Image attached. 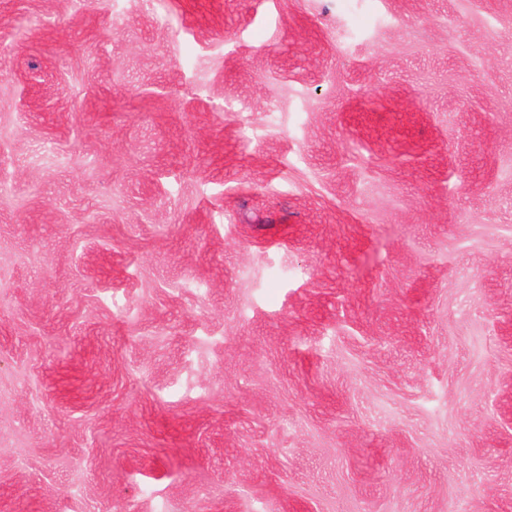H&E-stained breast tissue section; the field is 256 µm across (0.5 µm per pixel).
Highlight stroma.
Here are the masks:
<instances>
[{"instance_id":"stroma-1","label":"stroma","mask_w":512,"mask_h":512,"mask_svg":"<svg viewBox=\"0 0 512 512\" xmlns=\"http://www.w3.org/2000/svg\"><path fill=\"white\" fill-rule=\"evenodd\" d=\"M0 0V512H512V0Z\"/></svg>"}]
</instances>
